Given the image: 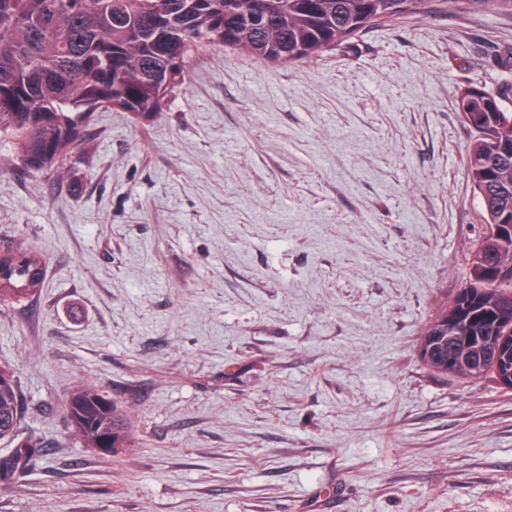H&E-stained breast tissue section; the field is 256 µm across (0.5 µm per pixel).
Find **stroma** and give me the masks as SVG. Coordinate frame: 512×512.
I'll list each match as a JSON object with an SVG mask.
<instances>
[{
	"instance_id": "stroma-1",
	"label": "stroma",
	"mask_w": 512,
	"mask_h": 512,
	"mask_svg": "<svg viewBox=\"0 0 512 512\" xmlns=\"http://www.w3.org/2000/svg\"><path fill=\"white\" fill-rule=\"evenodd\" d=\"M512 83V17L382 23L312 61L200 46L149 119L102 108L68 176L0 144V302L36 465L0 512H512V392L420 361L483 232L467 86ZM130 408L84 448L70 393ZM22 261L24 269L20 275L0 278V301L2 297L20 298L39 293L44 288L46 259L37 248L23 250H0V267H11Z\"/></svg>"
}]
</instances>
